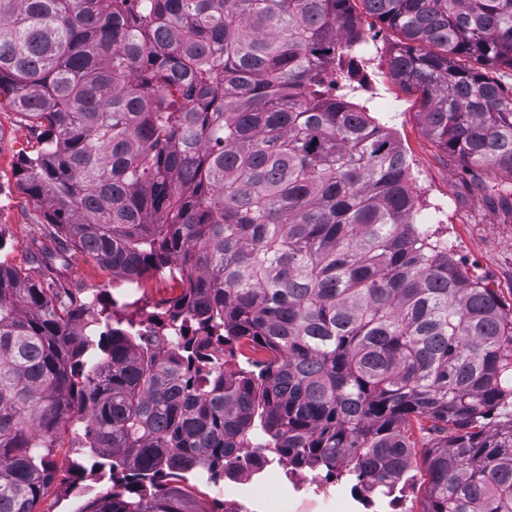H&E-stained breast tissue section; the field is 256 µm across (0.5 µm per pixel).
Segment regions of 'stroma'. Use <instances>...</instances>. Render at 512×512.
Segmentation results:
<instances>
[{
	"label": "stroma",
	"instance_id": "stroma-1",
	"mask_svg": "<svg viewBox=\"0 0 512 512\" xmlns=\"http://www.w3.org/2000/svg\"><path fill=\"white\" fill-rule=\"evenodd\" d=\"M372 51L358 60L366 74L365 87L356 89L353 102L366 105L372 116L387 122L406 152L417 179L422 205L446 200L450 208L445 217L448 236L455 243L454 257L472 275L479 277L501 299L512 304V207L489 199L462 173L457 163L448 160L426 136L419 118L420 95L403 87L390 76L386 57L398 34L368 17L364 20ZM35 142L18 121L8 100L0 101V261L25 266L27 244L43 217L25 195L14 175L18 159L34 150ZM74 287L90 295L104 289L113 294L126 286L111 272L82 253L72 258ZM52 460L55 479L36 506V512H76L86 500L105 493L108 477L86 475L75 479L77 465H88L75 427L63 430Z\"/></svg>",
	"mask_w": 512,
	"mask_h": 512
}]
</instances>
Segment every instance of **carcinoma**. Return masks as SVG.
I'll use <instances>...</instances> for the list:
<instances>
[{"mask_svg": "<svg viewBox=\"0 0 512 512\" xmlns=\"http://www.w3.org/2000/svg\"><path fill=\"white\" fill-rule=\"evenodd\" d=\"M353 0H0V94L37 148L34 279L0 262V512H36L78 424L112 491L79 512H214L165 481L272 448L423 512H512V309L417 222L391 127L350 100ZM427 136L512 199V0H359ZM81 252L159 312L80 296ZM165 332L158 347L143 332ZM178 293V288H171L170 284L164 279L161 272L155 271L149 277L144 279L141 284V289L133 296V298H140L138 307H143L144 312L161 311V301ZM414 479L406 486L404 491L405 508L412 512H421L423 510V499L421 486L427 481V473L423 466L420 454L413 468ZM414 484V486H412Z\"/></svg>", "mask_w": 512, "mask_h": 512, "instance_id": "1", "label": "carcinoma"}]
</instances>
